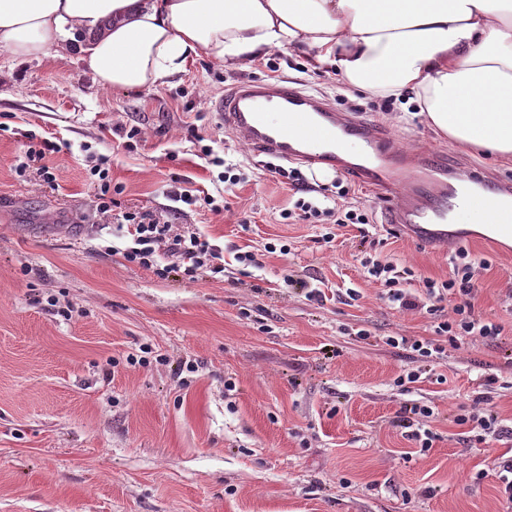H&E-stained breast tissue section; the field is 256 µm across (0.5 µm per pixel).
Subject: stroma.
Returning a JSON list of instances; mask_svg holds the SVG:
<instances>
[{
    "label": "stroma",
    "mask_w": 512,
    "mask_h": 512,
    "mask_svg": "<svg viewBox=\"0 0 512 512\" xmlns=\"http://www.w3.org/2000/svg\"><path fill=\"white\" fill-rule=\"evenodd\" d=\"M251 79L358 105L409 151L512 179V163L449 145L420 118L399 122L404 100L388 112L383 99L337 92L334 68L290 49L246 68L199 60L155 88L103 89L74 56L20 62L0 48V512H512L495 477L512 441L479 443L455 422L482 391L512 426V253L465 244L488 264L473 303L501 326L498 339L461 337L431 363L391 347V336L433 337L432 320L382 299L355 259V228L323 245L319 225L281 218L289 186L212 109ZM33 138L57 146L46 158L54 183L22 165ZM205 145L243 160L233 193ZM102 155L122 188L105 215L89 180ZM352 188L373 211L381 260L449 278L450 251L386 224L373 186ZM184 189L230 207L173 201ZM131 208L206 236L223 274L160 279L125 262L119 219ZM270 243L291 251L265 252ZM239 251L260 266L237 262ZM404 369L421 374L406 391L393 383ZM416 404L434 409L424 453L396 425Z\"/></svg>",
    "instance_id": "35a3bbf8"
}]
</instances>
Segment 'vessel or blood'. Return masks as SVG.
<instances>
[{
	"label": "vessel or blood",
	"instance_id": "vessel-or-blood-1",
	"mask_svg": "<svg viewBox=\"0 0 512 512\" xmlns=\"http://www.w3.org/2000/svg\"><path fill=\"white\" fill-rule=\"evenodd\" d=\"M216 110L226 128L260 154L286 162L326 167L387 188V223L428 245L462 240L468 229H451L460 202L491 199L498 216L485 236L498 243L512 234V179L467 170L440 155L410 157L389 132L373 123L337 111L329 100L287 81L246 80L225 92ZM361 146L358 155L345 147Z\"/></svg>",
	"mask_w": 512,
	"mask_h": 512
}]
</instances>
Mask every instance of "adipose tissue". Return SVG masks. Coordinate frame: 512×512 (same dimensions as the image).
Listing matches in <instances>:
<instances>
[{
	"label": "adipose tissue",
	"instance_id": "1",
	"mask_svg": "<svg viewBox=\"0 0 512 512\" xmlns=\"http://www.w3.org/2000/svg\"><path fill=\"white\" fill-rule=\"evenodd\" d=\"M0 48L77 56L114 89L290 48L348 90L409 97L449 144L512 161V0H0Z\"/></svg>",
	"mask_w": 512,
	"mask_h": 512
}]
</instances>
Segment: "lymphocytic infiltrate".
I'll list each match as a JSON object with an SVG mask.
<instances>
[{"label": "lymphocytic infiltrate", "mask_w": 512, "mask_h": 512, "mask_svg": "<svg viewBox=\"0 0 512 512\" xmlns=\"http://www.w3.org/2000/svg\"><path fill=\"white\" fill-rule=\"evenodd\" d=\"M266 169L272 177L285 180L299 193L288 212L289 217L309 224L328 225V232L321 236L323 243H332L337 229L351 224L359 225L362 242H369L368 226L372 224L373 217L359 201L353 199L351 189L343 179H336L330 205L321 207L307 200V193L313 192L314 187L299 169H287L272 163L267 164ZM122 220L133 240L132 246L122 252L124 261L151 270L159 278L177 273L188 280H196L199 270L217 256L214 246L204 236L174 232L170 221L150 212L128 211L123 213ZM360 264L369 278L379 282L389 301L399 304L403 310L439 319L434 338L391 336L387 339L389 345L402 347L415 353L417 358L428 360L444 353L447 344L456 343L460 337L479 336L493 340L500 336L501 326L477 319L474 315L472 300L480 264L467 250L457 251L454 271L449 279L424 280L418 290L408 287L414 275L411 268L380 261L368 252L363 253ZM447 302L452 305L448 311L443 308ZM457 422L477 430V440L481 443L489 438L497 441L512 438V428L503 425L498 415L485 407L484 398L480 395L475 396L472 405L458 414Z\"/></svg>", "instance_id": "f902f5d3"}]
</instances>
